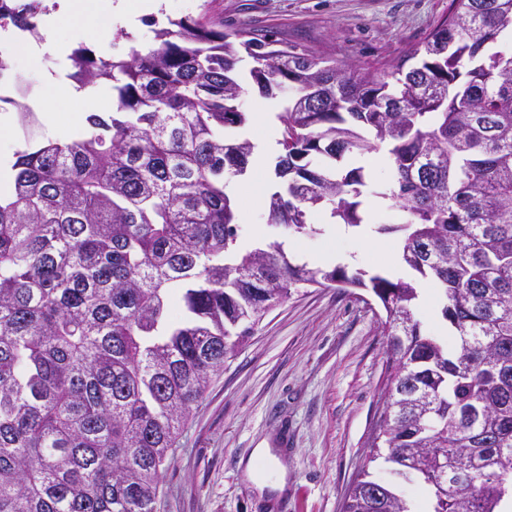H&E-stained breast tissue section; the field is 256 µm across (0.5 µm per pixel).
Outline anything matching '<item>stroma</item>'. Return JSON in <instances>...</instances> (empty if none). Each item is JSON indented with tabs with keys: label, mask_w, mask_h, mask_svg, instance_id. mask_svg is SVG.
<instances>
[{
	"label": "stroma",
	"mask_w": 512,
	"mask_h": 512,
	"mask_svg": "<svg viewBox=\"0 0 512 512\" xmlns=\"http://www.w3.org/2000/svg\"><path fill=\"white\" fill-rule=\"evenodd\" d=\"M449 0H166L157 24L167 18L220 20L225 30L242 27L277 32L288 41L332 53L354 64L376 66L398 58L416 45L446 14ZM144 23L112 19L109 44L80 35L62 21L57 39L62 51L47 50L31 66L27 47L43 36L9 30L1 43L12 58V76L0 83V154H14L48 140L67 141L86 132L88 103L98 112L112 111L110 86L75 89L68 79L67 51L87 46L98 54L129 58L152 47ZM71 89L57 99L62 120H77L76 129H50L39 106L49 84ZM285 98L263 97L246 86L239 105L248 121L238 129L252 143L277 141ZM370 187L363 198L365 220L353 228L336 223L327 211L312 217L314 233L292 236L270 225L266 201L274 184V166L248 169L231 178L239 239L282 241L294 263L318 265L320 254L336 251L338 265L408 278L400 263L389 264L399 234L379 233L382 224H400L403 211L389 208L379 193L393 176L392 160L380 148L355 160ZM415 314L425 334L455 347L456 338L441 315L446 300L427 280ZM385 314L370 291L360 288L308 287L294 291L255 325L251 336L224 363L205 395L193 405L164 470L157 512H343L346 496L362 470L381 480L391 474L373 456L389 385ZM267 448L271 460L247 477L245 465L255 449ZM284 467V492L267 488L274 468Z\"/></svg>",
	"instance_id": "obj_1"
}]
</instances>
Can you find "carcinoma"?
<instances>
[{
    "label": "carcinoma",
    "mask_w": 512,
    "mask_h": 512,
    "mask_svg": "<svg viewBox=\"0 0 512 512\" xmlns=\"http://www.w3.org/2000/svg\"><path fill=\"white\" fill-rule=\"evenodd\" d=\"M42 0H0L31 34ZM512 0H450L400 58L348 64L273 31L170 19L128 59L84 47L76 89L112 84L116 111L86 133L16 153L0 188V512H157L161 470L192 405L292 291L340 279L386 312L397 379L373 447L416 460L429 512L512 505ZM258 91L289 89L268 219L315 232L324 209L357 227L363 167L388 147L378 192L407 213L411 279L291 262L279 241L241 251L226 176L246 172L243 57ZM442 289L454 351L423 333L417 278ZM363 471L344 512H411Z\"/></svg>",
    "instance_id": "1"
}]
</instances>
